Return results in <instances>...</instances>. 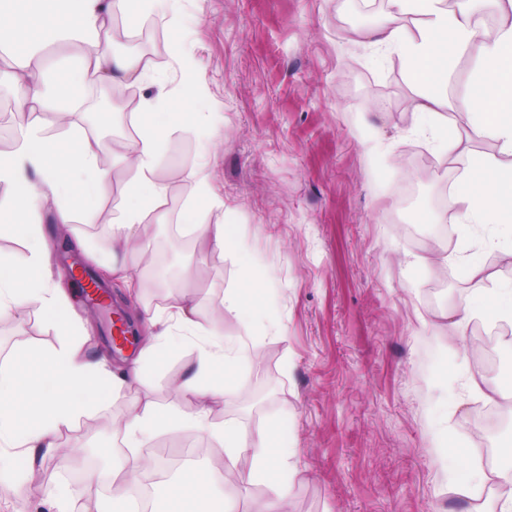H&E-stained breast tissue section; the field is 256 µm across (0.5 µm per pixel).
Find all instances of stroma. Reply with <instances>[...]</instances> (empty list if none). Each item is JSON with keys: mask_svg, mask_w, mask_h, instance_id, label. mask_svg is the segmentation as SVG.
Instances as JSON below:
<instances>
[{"mask_svg": "<svg viewBox=\"0 0 512 512\" xmlns=\"http://www.w3.org/2000/svg\"><path fill=\"white\" fill-rule=\"evenodd\" d=\"M387 0H178L175 11L143 19L139 32H160L162 42L142 58L167 90L178 93L182 73L175 51L196 62V80L208 92L210 134L178 131L163 139L157 172L168 186L164 216H149L153 243L122 257L135 293L112 285V304L139 320L144 311L168 312L183 284L194 289L207 322L225 338L245 337L241 362L224 398L211 406L209 428L185 421L175 430L145 434L137 480L154 467V448L180 454L179 443L200 439L206 454L190 465L243 472L249 459L230 461L216 435L229 426L252 438L280 421L297 472L289 484L288 512H498L488 483L470 498L461 480L481 470L469 452L476 444L479 407L494 401L471 390L477 354H461L494 320L476 317L455 335L450 310L470 302L455 258L483 253L491 232L463 224L444 208L446 184H458L472 157L494 156L498 145L480 135L465 115L452 114V147L414 130L411 101L417 87L399 51L377 55L362 32L386 14ZM132 100L102 112L96 87L73 112L57 109L59 135L75 127L89 138H110V190L76 211L66 235L88 241L93 253L76 259L99 271L112 253L111 225L120 193L134 172L123 143L135 137L130 114L156 86H132ZM203 170L224 202V221L238 227L236 250L220 252L179 222L194 199L183 171ZM415 194L398 222L387 219L405 183ZM449 225L441 265L430 245ZM488 272L512 281V264L483 253ZM51 287L73 298L75 323L87 333L83 355L112 353V334L65 276L52 253ZM251 271L264 290L252 327L224 311V295ZM64 336L50 315L26 307L0 315V366L22 349L50 350ZM197 346L182 341L150 372L142 400L189 413L173 382L195 361ZM130 398L108 395L60 434L68 458L37 454L31 479L0 469V512H58L45 489L71 493L68 512H84L85 485L78 460L95 449L109 464L128 458L121 433ZM447 454H438L435 438Z\"/></svg>", "mask_w": 512, "mask_h": 512, "instance_id": "35a3bbf8", "label": "stroma"}]
</instances>
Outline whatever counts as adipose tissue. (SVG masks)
I'll return each mask as SVG.
<instances>
[{
  "mask_svg": "<svg viewBox=\"0 0 512 512\" xmlns=\"http://www.w3.org/2000/svg\"><path fill=\"white\" fill-rule=\"evenodd\" d=\"M177 0H0V32H6L14 75L26 77L31 85V100L47 109L61 100L77 101L85 84H139L149 81L150 70L141 58L122 55L100 36L105 19L119 11L128 19L129 31H136L140 20L162 8H173ZM389 11L379 25L366 29L372 45L401 51L412 75L424 82L412 112L415 126L431 130L439 140H447V117L439 108L448 102V80L458 60L475 53L473 71L475 96L467 114L485 135L497 141L502 154L512 156V27L502 30L490 43L481 42L480 31L469 11L449 9L447 0H388ZM412 18L414 29L402 25ZM76 40L85 48L83 67L59 72L45 79L32 66L39 47L49 41ZM131 120L138 127L128 151L134 176L122 194L119 215L112 224V241L118 245L150 244L147 218L161 210L167 188L156 174L158 145L168 128L155 120L154 101H144ZM102 142L90 141L74 132L64 137L47 138L40 122H33L19 138L14 153L0 154V182L13 189L7 209H0V226L26 225L31 244L20 264L0 266V314L20 305H33L70 314L66 297L50 288L47 279V248L42 229L40 201L53 200L59 223L72 221L80 196H99L108 187L107 176L99 167ZM469 175H479V189L467 188L450 197L462 220L488 224L512 232V164L503 165L493 157H476L469 164ZM195 184L196 196L187 205L182 221L210 247L224 251L234 248V225L209 220L210 210L221 208L202 170L184 172ZM471 294L484 301V310L464 307L451 314L456 332L485 313L512 321V289L503 287L489 273L482 258H460ZM155 334L149 336L138 356L124 369H112L108 359L90 363L79 356V346L64 342L54 350L19 352L10 370L0 375V451L10 465L28 474L34 449L58 451L57 437L82 414L86 396L133 390L146 382V369L159 356L185 339L195 340L199 355L192 372L175 382L184 398L194 400L191 415L207 424L210 405L223 398L224 388L246 356L241 340H226L222 333L205 324L193 303L192 288H182L174 312L168 317L149 314ZM180 410L153 404H132L125 424L127 448L139 445L146 431L172 429L183 420ZM225 454L233 460L245 457L251 467L238 479L261 484L272 498L265 512H287L285 489L294 476L292 467L282 460L286 446L281 425L271 424L249 440L227 427L217 432ZM223 474L189 469L181 479L167 486L163 494L167 512H206L213 485Z\"/></svg>",
  "mask_w": 512,
  "mask_h": 512,
  "instance_id": "ef3b65f1",
  "label": "adipose tissue"
}]
</instances>
